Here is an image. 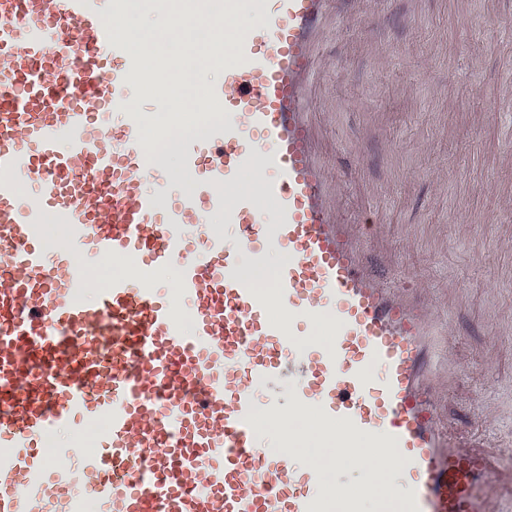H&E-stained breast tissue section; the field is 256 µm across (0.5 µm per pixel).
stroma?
Segmentation results:
<instances>
[{
  "label": "stroma",
  "instance_id": "obj_1",
  "mask_svg": "<svg viewBox=\"0 0 512 512\" xmlns=\"http://www.w3.org/2000/svg\"><path fill=\"white\" fill-rule=\"evenodd\" d=\"M313 119L371 271L440 314L442 407L512 465V0H339Z\"/></svg>",
  "mask_w": 512,
  "mask_h": 512
}]
</instances>
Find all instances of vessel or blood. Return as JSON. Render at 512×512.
Returning <instances> with one entry per match:
<instances>
[{"mask_svg": "<svg viewBox=\"0 0 512 512\" xmlns=\"http://www.w3.org/2000/svg\"><path fill=\"white\" fill-rule=\"evenodd\" d=\"M125 2L0 0V512H359L261 448L284 373L324 430L386 449L398 512H501L499 460L441 410L432 304L368 270L321 158L315 52L337 0H225L251 20L208 92L224 117L175 175L133 104L152 61L112 26ZM249 170L259 191L225 199ZM271 248L268 292L241 262ZM107 260L129 266L100 288L88 265Z\"/></svg>", "mask_w": 512, "mask_h": 512, "instance_id": "vessel-or-blood-1", "label": "vessel or blood"}]
</instances>
